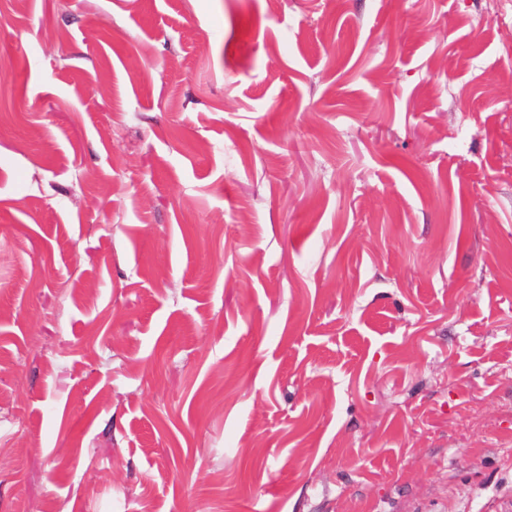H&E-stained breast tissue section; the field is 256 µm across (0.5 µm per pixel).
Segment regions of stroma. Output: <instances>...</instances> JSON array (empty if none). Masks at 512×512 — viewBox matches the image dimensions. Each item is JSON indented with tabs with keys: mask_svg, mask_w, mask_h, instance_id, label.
<instances>
[{
	"mask_svg": "<svg viewBox=\"0 0 512 512\" xmlns=\"http://www.w3.org/2000/svg\"><path fill=\"white\" fill-rule=\"evenodd\" d=\"M512 494V0H0V512Z\"/></svg>",
	"mask_w": 512,
	"mask_h": 512,
	"instance_id": "stroma-1",
	"label": "stroma"
}]
</instances>
